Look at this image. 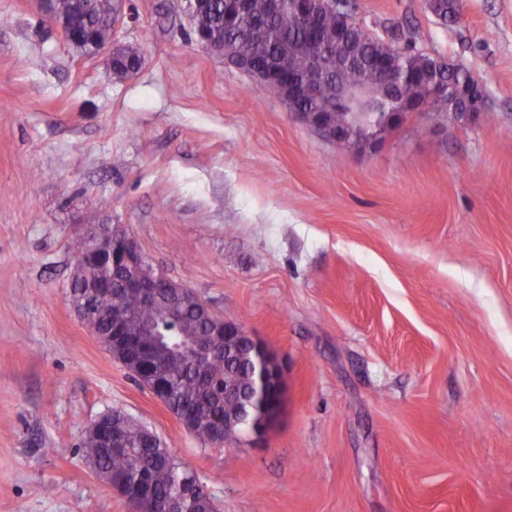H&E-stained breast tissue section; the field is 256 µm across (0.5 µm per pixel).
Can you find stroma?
Here are the masks:
<instances>
[{"instance_id":"35a3bbf8","label":"stroma","mask_w":512,"mask_h":512,"mask_svg":"<svg viewBox=\"0 0 512 512\" xmlns=\"http://www.w3.org/2000/svg\"><path fill=\"white\" fill-rule=\"evenodd\" d=\"M117 77L0 0V512H130L81 448L121 411L217 512H512V0H352L461 63L489 119L411 114L345 150L195 41L184 0H120ZM109 208H102V201ZM282 364L263 439L202 445L68 299L104 216Z\"/></svg>"}]
</instances>
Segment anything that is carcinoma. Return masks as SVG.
I'll use <instances>...</instances> for the list:
<instances>
[{
  "label": "carcinoma",
  "instance_id": "cac0c4a2",
  "mask_svg": "<svg viewBox=\"0 0 512 512\" xmlns=\"http://www.w3.org/2000/svg\"><path fill=\"white\" fill-rule=\"evenodd\" d=\"M212 6L199 19V23L214 30L224 39L236 55L255 66H264L280 56L292 53V68L302 73L308 67V57L301 49L304 32L300 20L284 10L276 15L269 13L266 0H252L250 12L237 17L231 27L224 25L226 0H211ZM115 10L114 0H92L88 9L74 16V21L89 28L101 44L112 41L110 18ZM388 42L368 34L353 51L352 58L336 72V80L329 82L321 96L306 98L301 108L306 110L336 107V85H377L379 73L375 62L380 58ZM433 56L410 49L396 52V60L403 69H422L429 65ZM443 77L450 82H472L470 71L448 62ZM102 278V271L74 264L71 283L76 299L87 306L99 328L106 329L117 319H128L133 331L142 334L143 341L157 342L154 367L167 387L168 409L178 415L192 417L193 435L202 443L212 442V420L234 409V404L224 401V389L246 390L250 386L254 355L244 344L216 335L213 329L219 323L217 317L205 311L192 298L180 305L177 331L166 328L168 305L146 306L130 290L114 285L109 296L95 295L92 286ZM120 430L127 452L109 454L100 448L96 437L88 435L82 441L88 457L98 469L117 483L127 479L136 470L150 477V487L157 506L176 496L181 480L192 475L184 468L170 467L160 461V449L150 445L141 429L133 423H122Z\"/></svg>",
  "mask_w": 512,
  "mask_h": 512
}]
</instances>
